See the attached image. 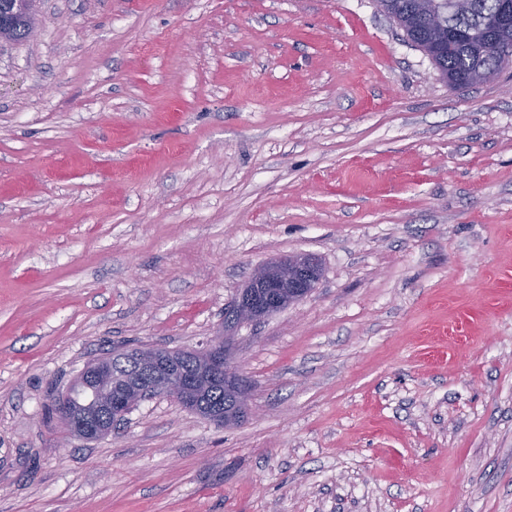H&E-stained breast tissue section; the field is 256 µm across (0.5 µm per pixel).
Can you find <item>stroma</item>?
I'll use <instances>...</instances> for the list:
<instances>
[{
  "label": "stroma",
  "instance_id": "1",
  "mask_svg": "<svg viewBox=\"0 0 512 512\" xmlns=\"http://www.w3.org/2000/svg\"><path fill=\"white\" fill-rule=\"evenodd\" d=\"M0 41V512H512V67L453 87L376 0H39ZM236 329L248 414L51 411ZM313 269L314 260L310 257H301L298 265L289 272L288 266H269L248 286L260 292L245 290L233 303L238 322L259 321L276 313L285 304L302 300L306 297L304 289L312 286ZM91 399V393L81 388L75 381L64 395L54 399V409L61 420L67 426L69 434L78 437L70 420L71 412L82 405H85Z\"/></svg>",
  "mask_w": 512,
  "mask_h": 512
}]
</instances>
